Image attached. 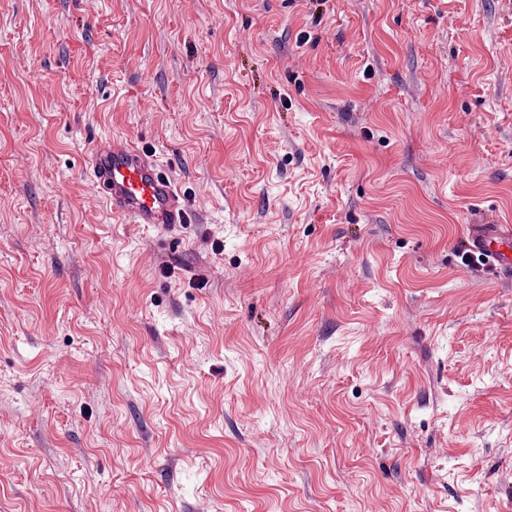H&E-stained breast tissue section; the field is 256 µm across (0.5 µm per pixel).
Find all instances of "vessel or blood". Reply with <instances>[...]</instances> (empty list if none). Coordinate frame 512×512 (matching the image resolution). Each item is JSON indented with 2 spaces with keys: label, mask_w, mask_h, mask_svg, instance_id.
I'll return each instance as SVG.
<instances>
[{
  "label": "vessel or blood",
  "mask_w": 512,
  "mask_h": 512,
  "mask_svg": "<svg viewBox=\"0 0 512 512\" xmlns=\"http://www.w3.org/2000/svg\"><path fill=\"white\" fill-rule=\"evenodd\" d=\"M91 200H106L113 214L135 224L173 228L185 223L186 212L170 174L153 155L129 140L99 137L83 156ZM472 248L489 268L512 265V242L488 236L474 240Z\"/></svg>",
  "instance_id": "vessel-or-blood-1"
}]
</instances>
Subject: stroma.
<instances>
[{
    "instance_id": "obj_1",
    "label": "stroma",
    "mask_w": 512,
    "mask_h": 512,
    "mask_svg": "<svg viewBox=\"0 0 512 512\" xmlns=\"http://www.w3.org/2000/svg\"><path fill=\"white\" fill-rule=\"evenodd\" d=\"M492 223L512 0H0V512H512ZM90 202L105 199L112 214L133 224L174 228L185 224L186 212L172 176L153 155L129 140L99 137L83 156ZM474 251L480 252L487 260L490 269L508 267L512 264V245L510 240H503L496 236L475 239L472 245Z\"/></svg>"
}]
</instances>
